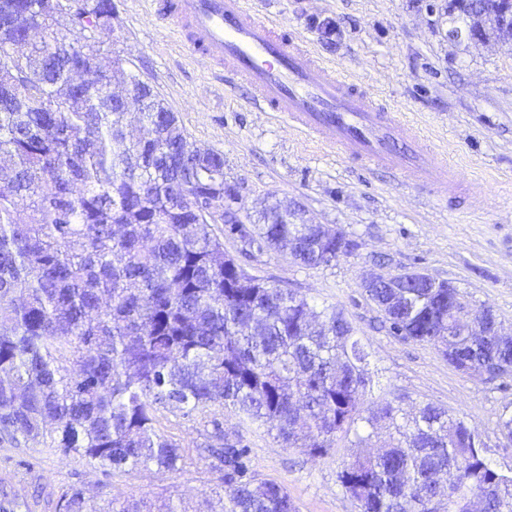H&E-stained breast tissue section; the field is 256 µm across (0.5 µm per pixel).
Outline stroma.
Returning <instances> with one entry per match:
<instances>
[{
  "instance_id": "stroma-1",
  "label": "stroma",
  "mask_w": 512,
  "mask_h": 512,
  "mask_svg": "<svg viewBox=\"0 0 512 512\" xmlns=\"http://www.w3.org/2000/svg\"><path fill=\"white\" fill-rule=\"evenodd\" d=\"M261 2L320 58L417 126L466 179L481 182V209H471L463 197L436 199L394 172L369 171L327 154L274 114L248 108L205 60L180 45L156 18L151 0H113V30L102 34V47L119 53L126 71L176 113L190 141L223 154L224 179L237 187L242 219L276 199H292L309 222L355 243L351 255L318 268L301 266L285 252H257L233 236L225 237L224 251L311 304L343 309L368 352L373 389L367 401L392 390L409 403L441 406L474 430L494 467L512 471V443L497 427L498 415L512 412V377L483 382L450 366L437 347L392 334L361 287L368 272L421 270L457 288L471 311L492 307L512 332V51L487 39L450 41L448 31L459 20L449 15L448 0ZM212 418L229 438L248 445L252 473L287 487L298 512H358L338 478L352 453L347 440L315 460L302 449L281 447L264 430H243L233 412L218 407L189 418L160 415L159 429L187 456L180 473L106 470L40 443L0 444V481L30 512H58L73 487L94 500L108 493L171 498L191 512H210L224 493L201 447Z\"/></svg>"
}]
</instances>
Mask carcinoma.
<instances>
[{
    "mask_svg": "<svg viewBox=\"0 0 512 512\" xmlns=\"http://www.w3.org/2000/svg\"><path fill=\"white\" fill-rule=\"evenodd\" d=\"M481 34L512 43V21L491 0H449ZM112 0H73L70 23L49 0H0V158L12 176L0 189V443L18 447L49 432L48 447L103 468L180 469L184 451L156 429L165 409L190 417L230 409L264 426L286 448L323 458L354 434L339 474L359 512H512V474L493 468L473 430L433 403L403 413L388 393L368 407V353L342 310H321L295 291L240 273L215 225L198 208L224 198V155L188 140L153 91L112 103V84L139 87L121 59L102 64L99 35L112 29ZM78 55L67 71L61 55ZM148 128L132 139L129 127ZM198 207L179 202L186 180ZM277 200L258 223L225 232L257 251L285 248L306 267L329 266L338 249L324 224H291ZM389 331L439 348L467 373L512 364V339L474 343L456 323L448 289L375 288ZM204 458L224 483L223 512H296L288 489L259 479L248 446L224 438L216 418ZM18 498L0 487V512ZM63 512L157 510L136 499L98 507L84 491Z\"/></svg>",
    "mask_w": 512,
    "mask_h": 512,
    "instance_id": "cac0c4a2",
    "label": "carcinoma"
}]
</instances>
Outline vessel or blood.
I'll return each mask as SVG.
<instances>
[{"mask_svg": "<svg viewBox=\"0 0 512 512\" xmlns=\"http://www.w3.org/2000/svg\"><path fill=\"white\" fill-rule=\"evenodd\" d=\"M157 15L191 55L213 64L229 92L276 113L323 149L375 169L400 171L436 194L445 157L416 128L381 105L354 78L315 56L257 0H164Z\"/></svg>", "mask_w": 512, "mask_h": 512, "instance_id": "vessel-or-blood-1", "label": "vessel or blood"}]
</instances>
